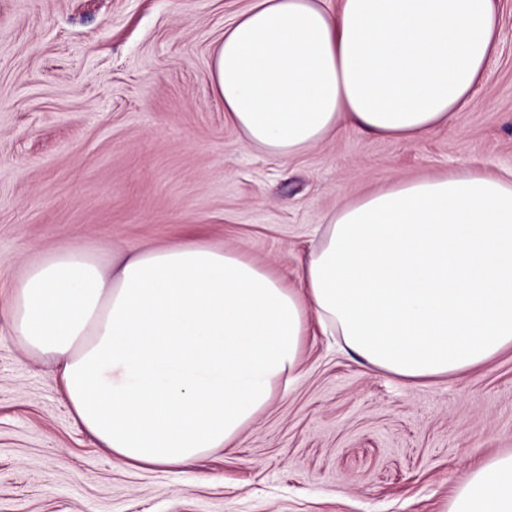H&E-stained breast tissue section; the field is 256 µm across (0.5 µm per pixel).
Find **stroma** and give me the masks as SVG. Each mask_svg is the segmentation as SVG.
<instances>
[{
    "mask_svg": "<svg viewBox=\"0 0 512 512\" xmlns=\"http://www.w3.org/2000/svg\"><path fill=\"white\" fill-rule=\"evenodd\" d=\"M249 0H0V290L78 242L196 234L296 282L311 229L393 183L512 170V0L453 122L412 142L347 128L280 161L224 119L211 56ZM512 452V351L410 386L319 329L302 375L234 447L179 468L111 461L52 367L0 334V512H444L472 466Z\"/></svg>",
    "mask_w": 512,
    "mask_h": 512,
    "instance_id": "obj_1",
    "label": "stroma"
}]
</instances>
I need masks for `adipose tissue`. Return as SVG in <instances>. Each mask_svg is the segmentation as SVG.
<instances>
[{"label":"adipose tissue","mask_w":512,"mask_h":512,"mask_svg":"<svg viewBox=\"0 0 512 512\" xmlns=\"http://www.w3.org/2000/svg\"><path fill=\"white\" fill-rule=\"evenodd\" d=\"M497 0H252L211 63L224 116L281 160L343 126L414 142L471 100ZM289 286L244 250L188 240L44 254L0 294V328L58 367L74 421L133 467L223 453L301 376L310 321L407 385L512 350V173L464 166L329 214ZM448 512H512V453Z\"/></svg>","instance_id":"ef3b65f1"}]
</instances>
